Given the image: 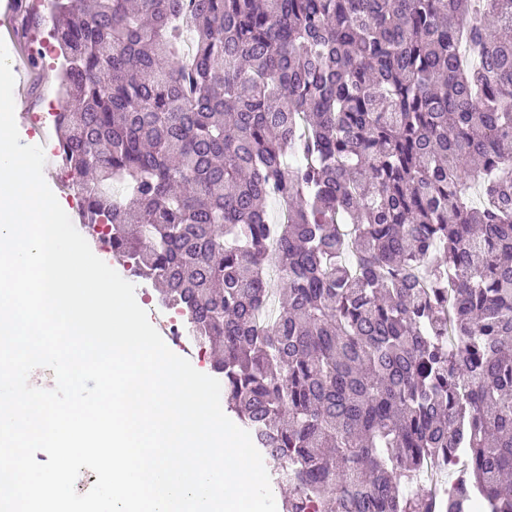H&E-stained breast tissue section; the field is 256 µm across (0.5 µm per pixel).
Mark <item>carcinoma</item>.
I'll return each mask as SVG.
<instances>
[{
	"instance_id": "1",
	"label": "carcinoma",
	"mask_w": 512,
	"mask_h": 512,
	"mask_svg": "<svg viewBox=\"0 0 512 512\" xmlns=\"http://www.w3.org/2000/svg\"><path fill=\"white\" fill-rule=\"evenodd\" d=\"M47 5L79 223L222 343L282 512H512V0Z\"/></svg>"
}]
</instances>
